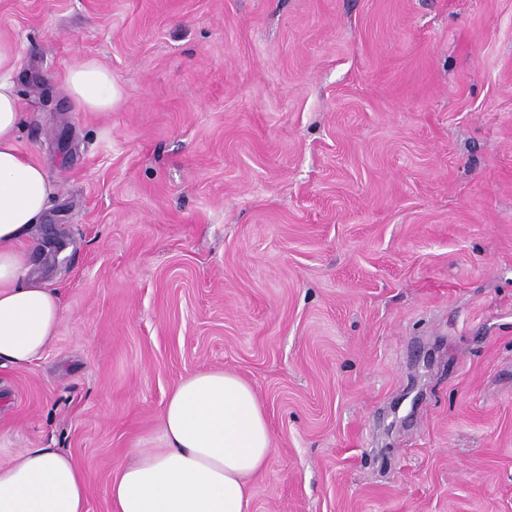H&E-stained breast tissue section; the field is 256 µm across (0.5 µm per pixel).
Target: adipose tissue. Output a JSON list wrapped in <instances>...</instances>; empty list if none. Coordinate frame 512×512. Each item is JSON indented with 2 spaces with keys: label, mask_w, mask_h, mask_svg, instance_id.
I'll return each instance as SVG.
<instances>
[{
  "label": "adipose tissue",
  "mask_w": 512,
  "mask_h": 512,
  "mask_svg": "<svg viewBox=\"0 0 512 512\" xmlns=\"http://www.w3.org/2000/svg\"><path fill=\"white\" fill-rule=\"evenodd\" d=\"M16 45L0 37V364L40 358L57 334L62 303L27 276L22 250L54 188L18 147L22 126L12 75ZM66 84L78 109L108 112L121 100L109 69L90 59ZM162 444L130 449L112 474V512H250V478L267 464L270 424L257 394L221 370L181 379L162 410ZM83 475L53 448H28L0 463V512H87Z\"/></svg>",
  "instance_id": "ef3b65f1"
}]
</instances>
